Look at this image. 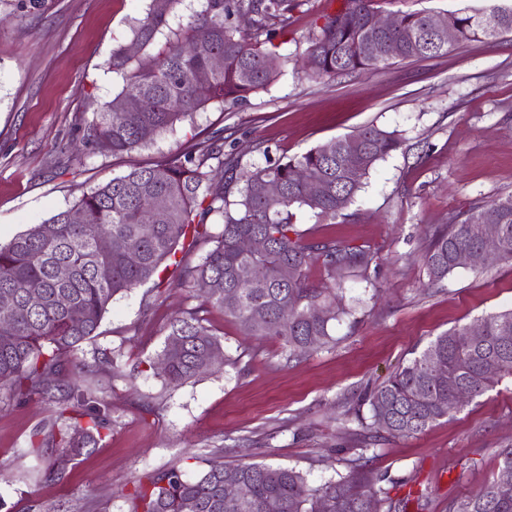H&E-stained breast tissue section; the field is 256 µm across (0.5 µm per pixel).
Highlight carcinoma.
<instances>
[{
	"instance_id": "cac0c4a2",
	"label": "carcinoma",
	"mask_w": 512,
	"mask_h": 512,
	"mask_svg": "<svg viewBox=\"0 0 512 512\" xmlns=\"http://www.w3.org/2000/svg\"><path fill=\"white\" fill-rule=\"evenodd\" d=\"M179 0H151L145 15L134 20L135 45L154 47L153 63L143 65L125 45L112 49L109 67L121 78L105 110L88 124L86 143L102 155L119 154L151 144L211 104H238L266 90L283 75L275 40L288 35L301 0H204L187 22L172 26L169 16ZM372 0H345L339 10L321 17L309 33L305 64L315 79L376 68L390 61L429 58L448 51L424 36L425 17L412 12L398 17L395 30L370 38L363 10ZM247 14L251 25L240 29L237 17ZM458 41H482L512 34V4L488 0L481 8L449 13ZM223 59L220 68L212 58ZM400 148V139L374 125L331 139L286 162L251 170L239 158L211 143L201 149L135 168L97 186L73 205L0 244V293L16 300L15 312L0 315V388L18 399L40 395L58 409L45 434L35 433L32 447L67 448L69 459L95 448L112 428L103 392L86 378L88 365L77 356L93 339L112 300L174 267L178 284L201 292L200 308L217 309L235 319L251 336H275L287 358L301 357L332 341L330 325L345 309L332 288H311L307 268L318 263L332 280L367 271L374 254L362 246L309 237L294 223L295 210L308 209L330 223L343 216L363 179L376 165ZM304 169V179L296 170ZM275 183L277 194L258 190ZM162 196L168 208L148 221L154 199ZM84 222L72 224L71 211ZM223 227L212 234V217ZM488 227L497 238L499 260L512 262V195L474 206L449 217L448 225L431 236L424 265L432 284L448 278L459 265V251L480 246L479 232ZM267 238L259 255L239 248L250 235ZM105 237L110 246L97 247ZM209 240L214 247L201 262H186L185 245ZM69 268L60 280L56 270ZM250 266L262 269L255 281L242 279ZM110 276L102 279L98 270ZM41 302L31 306L27 297ZM68 304H59V297ZM289 305L286 323L279 311ZM480 336L454 328L436 337L420 353L365 394L369 419L365 428L392 437L420 434L461 409L456 389L480 397L502 376H512V310L486 315ZM221 340L193 311L174 318L157 356L160 373L172 386L213 370V351ZM495 358L498 371L485 363ZM67 459V460H69ZM67 460L54 459L44 473L61 478ZM202 473L189 479L172 466L148 477L132 494V512H395V505L378 480L359 469L313 487L303 472L266 463H226L213 453ZM234 476L251 487L246 502L224 500V478ZM501 476L475 494L455 500L449 512H512V492L499 493Z\"/></svg>"
}]
</instances>
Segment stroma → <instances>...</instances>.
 <instances>
[{"instance_id": "35a3bbf8", "label": "stroma", "mask_w": 512, "mask_h": 512, "mask_svg": "<svg viewBox=\"0 0 512 512\" xmlns=\"http://www.w3.org/2000/svg\"><path fill=\"white\" fill-rule=\"evenodd\" d=\"M484 0H376L396 16L445 14ZM150 0H0V243L131 169L224 138L243 168L287 160L376 125L400 148L377 164L346 215L328 224L300 209L296 223L318 240L369 248L365 274L345 278L346 313L332 340L287 360L273 336L244 335L218 310L204 324L223 343L210 373L167 386L153 363L169 319L199 298L178 285H143L116 297L81 357L117 350L120 373L100 374L112 431L95 450L45 479L47 456L30 438L56 418L40 396L18 401L0 389V512H131L140 479L171 466L186 477L199 457L267 462L300 470L317 486L359 468L381 479L402 512H448L498 473L512 449V377L425 432L394 438L359 425L358 398L413 352L451 328L512 309V265L457 269L429 286L426 228L470 206L512 194V35L457 43L447 53L394 61L331 81L303 67L310 28L343 0H304L277 83L235 106H209L147 147L101 155L84 142L88 123L119 80L107 67L130 44L133 19Z\"/></svg>"}]
</instances>
